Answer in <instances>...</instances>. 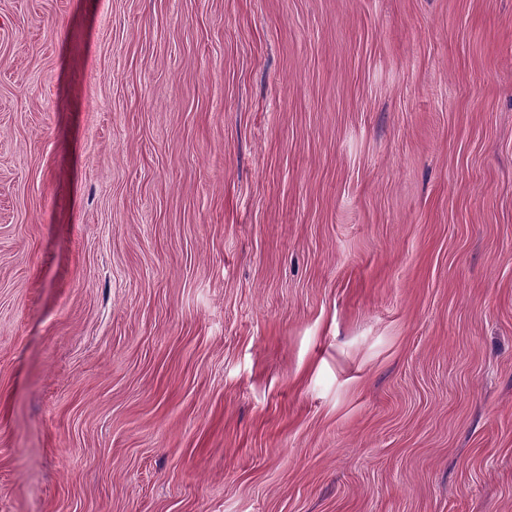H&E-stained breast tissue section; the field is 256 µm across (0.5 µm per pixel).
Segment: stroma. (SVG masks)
I'll list each match as a JSON object with an SVG mask.
<instances>
[{
    "label": "stroma",
    "mask_w": 512,
    "mask_h": 512,
    "mask_svg": "<svg viewBox=\"0 0 512 512\" xmlns=\"http://www.w3.org/2000/svg\"><path fill=\"white\" fill-rule=\"evenodd\" d=\"M0 512H512V0H0Z\"/></svg>",
    "instance_id": "35a3bbf8"
}]
</instances>
